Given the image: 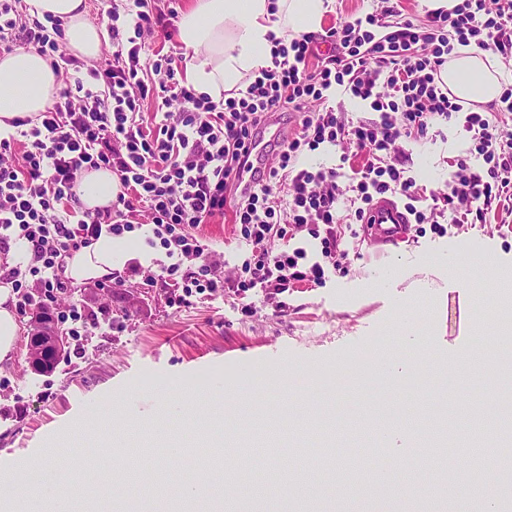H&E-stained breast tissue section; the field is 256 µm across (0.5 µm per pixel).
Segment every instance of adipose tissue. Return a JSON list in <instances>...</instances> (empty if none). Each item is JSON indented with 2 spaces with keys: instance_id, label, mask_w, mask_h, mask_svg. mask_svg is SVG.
Here are the masks:
<instances>
[{
  "instance_id": "ef3b65f1",
  "label": "adipose tissue",
  "mask_w": 512,
  "mask_h": 512,
  "mask_svg": "<svg viewBox=\"0 0 512 512\" xmlns=\"http://www.w3.org/2000/svg\"><path fill=\"white\" fill-rule=\"evenodd\" d=\"M332 0H191L178 21V34L187 50V79L196 93L220 98L223 92L246 90L260 69L270 66L275 41L290 42L301 33L319 31ZM29 16H52L65 23L64 41L75 56L95 61L106 37L104 28L86 18L85 0H27ZM441 77L452 94L465 103H490L499 98L512 74L475 46L455 45ZM59 89L49 63L35 50L18 49L0 57V131L17 117L34 116L51 105ZM120 191L117 177L107 169L86 172L77 188L80 207L94 210L111 205ZM150 265L151 251L136 234L119 239L104 232L92 245L64 258V276L82 286L123 270L131 260ZM11 284H0V363L11 360L22 334L14 311ZM56 448L40 456H20L0 470V498L10 502L42 498L35 476Z\"/></svg>"
}]
</instances>
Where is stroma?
Returning <instances> with one entry per match:
<instances>
[{"label":"stroma","instance_id":"stroma-1","mask_svg":"<svg viewBox=\"0 0 512 512\" xmlns=\"http://www.w3.org/2000/svg\"><path fill=\"white\" fill-rule=\"evenodd\" d=\"M395 6L403 18L423 22L424 0H333L324 27L341 19L380 13ZM469 133L452 125L442 137L405 145L397 157L428 190H444L450 163L465 154ZM201 234L216 250L225 270L240 265L246 247L235 238L233 224H205ZM348 257L341 271L330 273L324 286L290 289L286 312L258 305L254 315L241 311L235 297L197 301L172 310L158 288L139 282L101 295L92 286L67 287L63 304L87 310L108 305L109 319L87 335L69 338L65 353L48 372L32 370L26 360L33 329L31 317H21L24 333L8 369L0 372V466L19 455L40 454L48 444L68 435L81 422L90 433L74 438L66 454L37 476L38 481L91 487L94 512H118L121 499L113 494L111 478L100 469L123 473L128 449L149 438L155 426L150 414L174 386H190L183 416L168 417L169 438L180 446L168 462L165 499L180 498V483L201 488L202 512H218L229 494L215 473L200 469V450L207 447L211 426L223 430L224 468L252 479L264 473L262 458L245 462L237 448L239 428L266 427L295 455L332 451L363 454L373 449L380 463L412 470L422 492L431 486V469L423 464L421 448L397 454L379 444L368 423V405L383 396L392 417H414L425 428L440 425L460 430L468 426L467 406L479 404L486 433L501 432V407L486 401L482 384L512 364V347L496 351L495 364H474L471 383L461 386L448 369L452 360L470 349L479 310L500 307L499 291L485 276L487 267L512 271V230L498 219L483 224H455L447 234L419 225L408 241L377 247L366 238H345ZM404 321L409 336L427 337L432 366L419 371L422 384L455 390L447 408L419 401L416 393L389 387L375 377L371 364L396 358L408 370H418L409 352L388 349L391 326ZM307 370L295 377L292 366ZM280 388L268 391L270 380ZM309 397L304 414L289 411L290 395ZM24 415L13 420L15 405ZM391 490L388 501L368 505L348 502L349 512H457L448 494L432 501Z\"/></svg>","mask_w":512,"mask_h":512}]
</instances>
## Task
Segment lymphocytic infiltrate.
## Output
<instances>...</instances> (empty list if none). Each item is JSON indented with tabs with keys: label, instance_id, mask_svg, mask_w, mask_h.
Segmentation results:
<instances>
[{
	"label": "lymphocytic infiltrate",
	"instance_id": "1",
	"mask_svg": "<svg viewBox=\"0 0 512 512\" xmlns=\"http://www.w3.org/2000/svg\"><path fill=\"white\" fill-rule=\"evenodd\" d=\"M22 0H0V53L33 49L57 76L85 71L55 96L44 112L11 120L0 138V253L11 242L29 244L27 267L0 265V279L15 288L16 310L34 313L35 296L56 298L65 290L61 258L90 244L101 230L120 237L148 216L150 247L168 258L146 270L147 285L159 288L167 307L178 310L196 299L247 294L284 312L288 290L322 284L347 257L341 243L348 221L362 222L382 195L403 203L412 223L444 233L446 223L483 224L490 212L512 216V139L500 126L512 120V85L504 87L493 117L465 111L441 78L454 43L512 56V0H460L452 10L430 13L425 22L386 21L369 13L339 22L325 33H303L277 46L271 67L245 95L212 99L177 77L181 56L157 59L144 70L140 55L147 36L167 29L174 11L148 0H124L106 13L112 59L86 67L67 53L62 20L27 18ZM367 102L373 120H348L329 103L333 86ZM156 103L153 124L143 117ZM318 110H310V103ZM298 118V129L271 144L276 163L252 193L236 199L234 188L250 162L254 138L278 113ZM461 122L473 147L457 157L445 190L425 193L408 170L392 164L403 145L441 135ZM339 146L337 168L300 167V157ZM481 166H473V159ZM106 168L121 190L111 205L92 211L74 207L85 172ZM232 210L237 237L249 255L237 274L213 262L198 233L202 224ZM317 240L316 255L296 246L300 233Z\"/></svg>",
	"mask_w": 512,
	"mask_h": 512
}]
</instances>
